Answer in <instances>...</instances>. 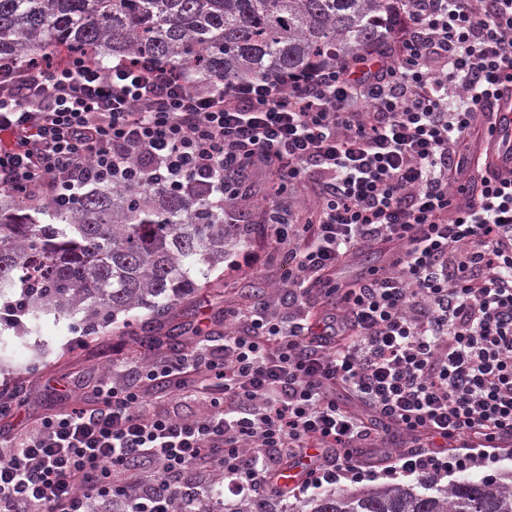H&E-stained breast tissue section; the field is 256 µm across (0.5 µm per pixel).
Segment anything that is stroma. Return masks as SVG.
Wrapping results in <instances>:
<instances>
[{
    "mask_svg": "<svg viewBox=\"0 0 512 512\" xmlns=\"http://www.w3.org/2000/svg\"><path fill=\"white\" fill-rule=\"evenodd\" d=\"M264 171L251 177V197L240 203L235 219L249 232V241L233 247L222 269L203 280L192 296L175 310V320L185 328H200L223 342L230 323L224 320L226 307L241 303L252 286H260L261 299L282 293L291 263L285 251L269 245L260 222L264 201L260 194L266 185ZM154 352L139 346L115 323L97 334L86 336L72 327L67 318L47 316L41 324L0 329V384L27 386V398L12 418L0 421V441L20 437L29 418L49 414L68 403L69 395L90 396L95 385L112 370L114 361L124 359L151 362ZM382 451L365 449L362 458L372 470L365 478L341 480L339 487L353 490L367 486L403 485L418 488L416 476L384 470L377 460Z\"/></svg>",
    "mask_w": 512,
    "mask_h": 512,
    "instance_id": "35a3bbf8",
    "label": "stroma"
}]
</instances>
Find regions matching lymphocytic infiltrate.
I'll use <instances>...</instances> for the list:
<instances>
[{"instance_id": "f902f5d3", "label": "lymphocytic infiltrate", "mask_w": 512, "mask_h": 512, "mask_svg": "<svg viewBox=\"0 0 512 512\" xmlns=\"http://www.w3.org/2000/svg\"><path fill=\"white\" fill-rule=\"evenodd\" d=\"M379 25L381 52L203 91L151 58L0 68V188L29 199L158 181L212 185L223 205L256 169L317 187L305 223L267 227L292 263L287 303L239 308L221 346L108 375L92 401L35 419L0 448V512H179L202 496L189 471L253 495L310 448L327 457L305 488L360 476L372 426L340 388L407 436L387 452L401 473L498 462L483 446L512 436V174L476 197L450 186L458 144L512 84V0H398ZM364 245L396 258L313 324L310 285ZM192 374L207 411L150 410V387Z\"/></svg>"}]
</instances>
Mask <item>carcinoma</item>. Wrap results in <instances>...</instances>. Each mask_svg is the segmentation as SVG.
<instances>
[{
  "mask_svg": "<svg viewBox=\"0 0 512 512\" xmlns=\"http://www.w3.org/2000/svg\"><path fill=\"white\" fill-rule=\"evenodd\" d=\"M393 0H0V62L40 61L64 51L149 56L199 83L297 73L317 60L352 58L382 41L375 21ZM0 203V297L37 322L81 316L89 330L139 308L137 342L184 346L160 329L175 306L224 263L238 240L224 208L204 193L173 195L102 184L63 207L28 205L24 191ZM34 209L39 221L26 213ZM294 512H512V485L463 475L446 490L363 487L317 496Z\"/></svg>",
  "mask_w": 512,
  "mask_h": 512,
  "instance_id": "carcinoma-1",
  "label": "carcinoma"
}]
</instances>
